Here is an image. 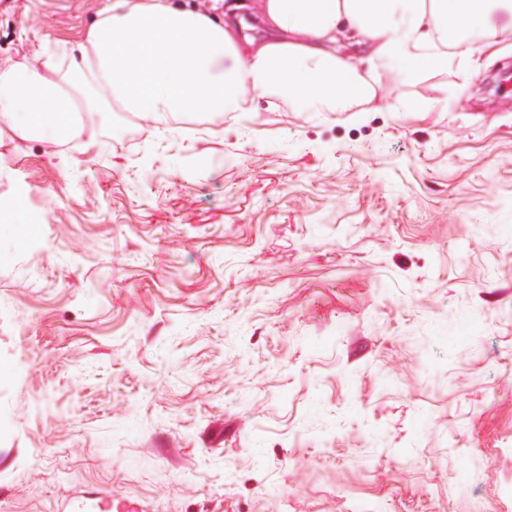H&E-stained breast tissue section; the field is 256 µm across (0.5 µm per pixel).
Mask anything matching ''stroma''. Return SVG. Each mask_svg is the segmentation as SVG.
<instances>
[{"label":"stroma","instance_id":"35a3bbf8","mask_svg":"<svg viewBox=\"0 0 512 512\" xmlns=\"http://www.w3.org/2000/svg\"><path fill=\"white\" fill-rule=\"evenodd\" d=\"M96 6L0 0V62L67 66ZM506 63L172 136L77 85L90 137L0 134L33 224L0 244V512H512ZM112 510V495L106 498H93L84 494L65 499L57 509L59 512H109Z\"/></svg>","mask_w":512,"mask_h":512}]
</instances>
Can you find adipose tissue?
<instances>
[{
    "label": "adipose tissue",
    "instance_id": "1",
    "mask_svg": "<svg viewBox=\"0 0 512 512\" xmlns=\"http://www.w3.org/2000/svg\"><path fill=\"white\" fill-rule=\"evenodd\" d=\"M269 31L242 48L231 23L175 0H109L67 71L35 53L0 64V131L61 144L82 113L67 86L90 81L105 103L157 124L200 113L247 112L274 91L299 111L383 108L374 81L334 46L361 47L370 66L414 77L478 70L480 45L512 31V0H253Z\"/></svg>",
    "mask_w": 512,
    "mask_h": 512
}]
</instances>
